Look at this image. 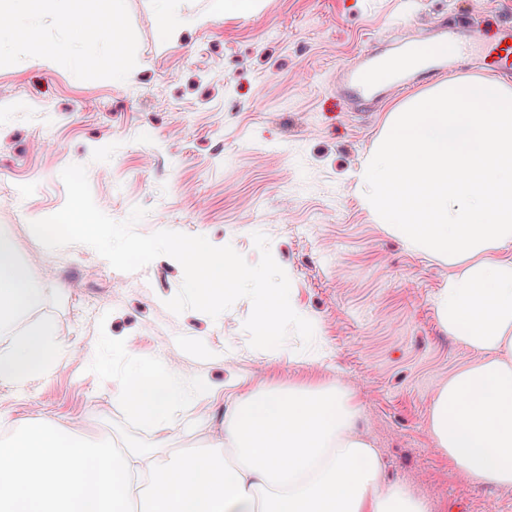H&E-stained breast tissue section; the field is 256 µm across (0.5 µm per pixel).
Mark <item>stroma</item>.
<instances>
[{"label": "stroma", "mask_w": 512, "mask_h": 512, "mask_svg": "<svg viewBox=\"0 0 512 512\" xmlns=\"http://www.w3.org/2000/svg\"><path fill=\"white\" fill-rule=\"evenodd\" d=\"M212 0H169L181 35L165 43L158 0H124L120 46L82 47L102 0H81L72 26L39 19L42 39L0 44V233L32 261L41 290L27 323L55 334L59 355L21 385L0 383V415L33 425L82 423L85 435L151 448L158 435L112 396L130 365H175L205 379L213 398L178 413L170 448H205L251 387H341L386 477L432 512H512V488L462 475L429 431L438 386L476 359L448 336L435 299L454 266L384 231L359 201L356 171L387 110L357 117L335 90L338 68L376 46L436 23L473 19L484 41L512 21V0H259L256 12L197 17ZM70 47L69 60L42 56ZM123 59L125 75L112 76ZM90 172L97 207L114 220L141 206L140 233L172 230L232 246L251 264L252 235L269 239L290 280V301L312 315L328 362L298 361L302 342L250 347L240 299L218 318L165 305L183 269L161 256L115 270L91 247L50 250L30 224L58 212L64 168ZM100 313L86 317V300Z\"/></svg>", "instance_id": "35a3bbf8"}]
</instances>
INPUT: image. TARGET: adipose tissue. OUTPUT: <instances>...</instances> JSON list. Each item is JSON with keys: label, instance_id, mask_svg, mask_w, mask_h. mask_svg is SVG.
I'll use <instances>...</instances> for the list:
<instances>
[{"label": "adipose tissue", "instance_id": "ef3b65f1", "mask_svg": "<svg viewBox=\"0 0 512 512\" xmlns=\"http://www.w3.org/2000/svg\"><path fill=\"white\" fill-rule=\"evenodd\" d=\"M359 189L389 233L457 266L436 304L477 359L436 390L430 431L473 481L512 487V85L453 77L397 104L360 165ZM39 301L30 267L0 235V382H24L52 361L51 328L20 326ZM214 394L170 368H132L115 391L164 441L180 407ZM6 428L0 512H431L386 482L351 397L336 389H249L214 446L187 454L118 452L73 425Z\"/></svg>", "mask_w": 512, "mask_h": 512}]
</instances>
